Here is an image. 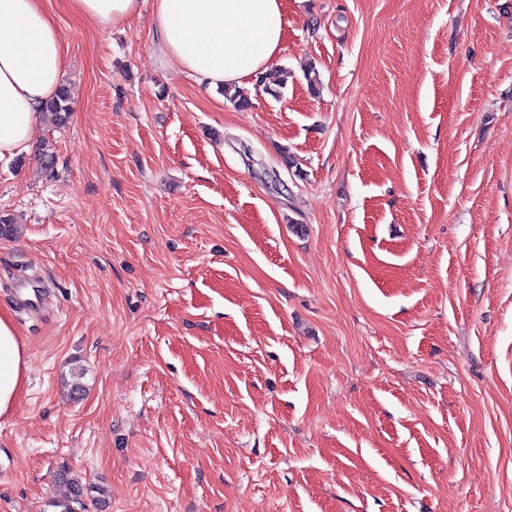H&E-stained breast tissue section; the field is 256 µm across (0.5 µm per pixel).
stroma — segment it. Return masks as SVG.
Masks as SVG:
<instances>
[{
	"mask_svg": "<svg viewBox=\"0 0 512 512\" xmlns=\"http://www.w3.org/2000/svg\"><path fill=\"white\" fill-rule=\"evenodd\" d=\"M284 4L242 108L152 0H46L73 112L0 161V512L62 472L85 512H512V0ZM81 18L100 26H114L136 15L143 0H70ZM27 351L12 315L0 308V417L13 411L22 392Z\"/></svg>",
	"mask_w": 512,
	"mask_h": 512,
	"instance_id": "1",
	"label": "stroma"
}]
</instances>
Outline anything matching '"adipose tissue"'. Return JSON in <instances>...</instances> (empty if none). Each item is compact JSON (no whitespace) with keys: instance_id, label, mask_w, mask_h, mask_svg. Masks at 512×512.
Here are the masks:
<instances>
[{"instance_id":"ef3b65f1","label":"adipose tissue","mask_w":512,"mask_h":512,"mask_svg":"<svg viewBox=\"0 0 512 512\" xmlns=\"http://www.w3.org/2000/svg\"><path fill=\"white\" fill-rule=\"evenodd\" d=\"M81 18L114 26L141 0H71ZM158 50L211 88L266 74L285 34L283 0H154ZM66 70L65 49L44 0H0V159L27 148ZM27 351L0 308V417L22 392Z\"/></svg>"}]
</instances>
